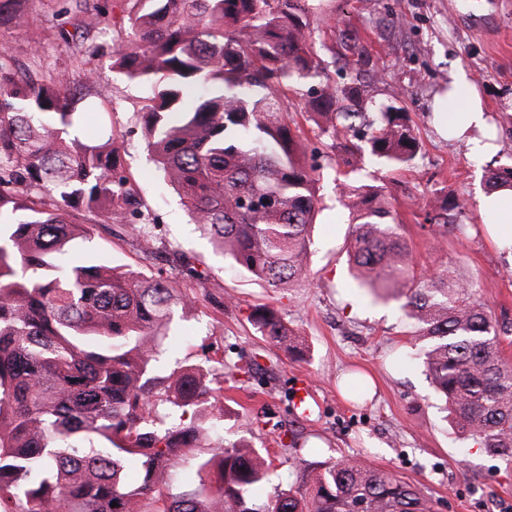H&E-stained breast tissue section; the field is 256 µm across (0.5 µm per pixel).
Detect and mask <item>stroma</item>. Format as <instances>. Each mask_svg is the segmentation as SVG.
I'll list each match as a JSON object with an SVG mask.
<instances>
[{
  "label": "stroma",
  "mask_w": 512,
  "mask_h": 512,
  "mask_svg": "<svg viewBox=\"0 0 512 512\" xmlns=\"http://www.w3.org/2000/svg\"><path fill=\"white\" fill-rule=\"evenodd\" d=\"M28 10L35 28L0 25V48L25 59L33 39H40L42 70L68 71L69 52L58 37L63 16L47 0H28ZM316 22L361 38L377 63L375 71L359 75L369 97L408 112L422 144L412 168L386 174L369 162L360 181L385 186L396 198L417 267L451 266L477 285L499 320L512 323V256L495 247L477 210L487 171L512 161V0H325ZM90 66L96 77L72 132L81 139L117 138L131 178L149 186L145 199L159 219L158 239L167 248L195 254L210 271L209 280L193 288L195 310L175 320L164 348L171 362L201 363L218 351L226 366H238L233 385L224 390V438L244 437L270 449L274 471L259 498L278 485L301 487L297 459L317 464L361 455L419 487L436 512H512V466L454 439L432 386L410 357L401 312L395 304L364 298L353 286L345 255L353 227L335 184L343 164L334 163L323 183L312 229L310 285L269 292L225 265L147 160L138 114L149 85L114 71L108 53L92 58ZM458 67L475 80L496 133L494 155L481 167L473 165L465 143L443 136L438 126L436 102ZM101 104L108 114L96 113ZM440 187L467 205L464 230L443 238L416 222L422 192ZM72 253L180 278L171 263L144 255L103 225L92 242H75ZM229 293L234 302H226ZM216 297L224 299V307L213 305ZM259 303L280 309L304 338L306 361H288L254 335L247 317ZM306 383L314 396L309 414L300 417L286 394ZM294 439L301 444L299 453L284 452Z\"/></svg>",
  "instance_id": "obj_1"
}]
</instances>
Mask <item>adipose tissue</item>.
Segmentation results:
<instances>
[{"instance_id": "obj_1", "label": "adipose tissue", "mask_w": 512, "mask_h": 512, "mask_svg": "<svg viewBox=\"0 0 512 512\" xmlns=\"http://www.w3.org/2000/svg\"><path fill=\"white\" fill-rule=\"evenodd\" d=\"M449 85L451 98H440L437 105L441 125L449 138L470 145L476 163H483L490 147L481 143L479 136L485 133L488 118L476 86L462 69L450 73ZM479 212L482 222L491 225L497 247L512 253V191L500 189L482 195Z\"/></svg>"}]
</instances>
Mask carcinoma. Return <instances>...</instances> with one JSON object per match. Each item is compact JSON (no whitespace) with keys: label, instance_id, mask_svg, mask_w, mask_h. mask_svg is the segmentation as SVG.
<instances>
[{"label":"carcinoma","instance_id":"cac0c4a2","mask_svg":"<svg viewBox=\"0 0 512 512\" xmlns=\"http://www.w3.org/2000/svg\"><path fill=\"white\" fill-rule=\"evenodd\" d=\"M83 3L86 25L112 42V69L151 85L139 112L145 151L179 195L191 223L224 262L273 292L310 281L311 228L329 152L344 148L353 178L341 185L354 231L348 265L357 287L400 303L410 343L445 402L454 432L512 464V363L476 285L449 268L418 272L391 198L354 178L364 158L386 172L414 163L420 142L407 113L336 85L322 66L310 18L316 0H121L124 26ZM30 26L23 0H0V24ZM82 25L60 30L73 69L39 74L0 50V512H433L416 486L358 457L299 467L305 490L277 488L259 503L268 449L226 444L224 388L209 364L161 366V344L197 297L162 273L67 257L94 227L156 253L157 218L128 176L121 145L71 137L90 95ZM353 65L372 69L358 42ZM326 148L307 156L288 93ZM488 190H512V164ZM422 224L462 230L465 204L442 192L419 206ZM183 279L210 273L183 251ZM248 322L288 354L304 345L279 309L257 304ZM133 462L139 475L126 477ZM198 480L169 485L180 464ZM116 506H111V503Z\"/></svg>","mask_w":512,"mask_h":512}]
</instances>
